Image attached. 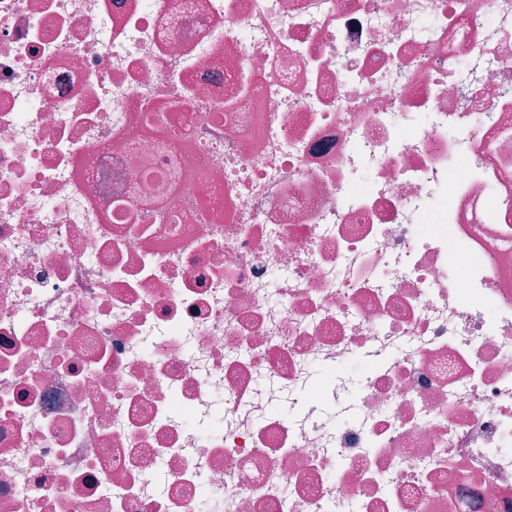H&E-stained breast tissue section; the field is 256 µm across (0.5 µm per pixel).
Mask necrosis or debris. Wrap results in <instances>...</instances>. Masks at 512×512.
Returning a JSON list of instances; mask_svg holds the SVG:
<instances>
[{"label": "necrosis or debris", "mask_w": 512, "mask_h": 512, "mask_svg": "<svg viewBox=\"0 0 512 512\" xmlns=\"http://www.w3.org/2000/svg\"><path fill=\"white\" fill-rule=\"evenodd\" d=\"M205 498L512 512V0H0V512Z\"/></svg>", "instance_id": "4bbe7bcc"}]
</instances>
